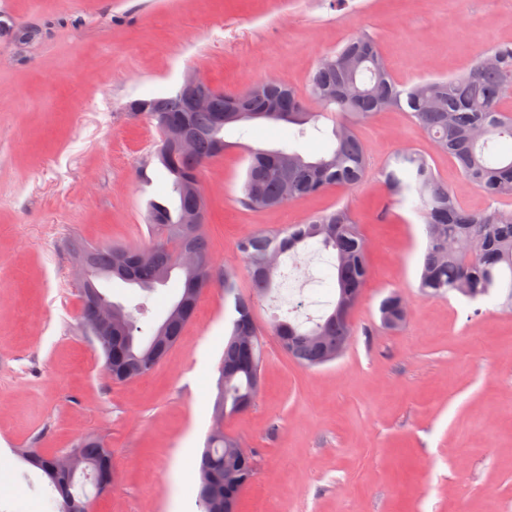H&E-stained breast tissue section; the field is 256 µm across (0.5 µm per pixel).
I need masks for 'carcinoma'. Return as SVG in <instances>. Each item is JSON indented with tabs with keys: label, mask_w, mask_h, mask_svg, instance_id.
I'll return each instance as SVG.
<instances>
[{
	"label": "carcinoma",
	"mask_w": 512,
	"mask_h": 512,
	"mask_svg": "<svg viewBox=\"0 0 512 512\" xmlns=\"http://www.w3.org/2000/svg\"><path fill=\"white\" fill-rule=\"evenodd\" d=\"M512 88V43L484 52L466 73L454 77H428L400 83L388 69L377 41L361 34L324 56L308 81L306 94L269 80L236 93L216 91L212 110L192 112L183 90L137 99L130 114L151 125L182 124L194 137L193 152L185 155L170 147L156 153L158 162L172 176L171 191L177 198L176 212L166 201L149 204L147 222L158 240L144 250L143 262L120 275L127 249L91 247L86 261L93 275L112 272V279L139 288L145 295L133 307L118 301L112 310L118 318L111 345L100 343L104 358H112V380L136 377L140 363L150 357L162 323L170 321L169 335L179 342L195 314L203 290L215 278L224 282V294L232 298L231 329L224 341L218 366L213 427L199 462L197 503L199 512H224L215 491L239 498V493L257 478L252 456L236 451L240 443L224 434L219 422L250 408L257 395L250 364H262L263 334L254 317V299L283 287L275 282L280 258L297 253L299 247H314L331 256L336 302L332 310L311 320L306 327L287 319L277 320L272 335L286 352L307 368L326 364L325 356L338 346H349L355 331L352 319L338 314L345 295H362L370 279L368 248L347 208L327 209L286 234L259 232L238 244L240 257L251 277L252 293H241L237 272L229 267L212 268L209 242L203 225L186 219L202 199L183 190L184 183L205 164L224 152V128L256 119L295 126L293 139L272 150H257L249 159L241 186L240 202L252 210L280 207L318 195L331 187L352 188L369 169L367 149L357 128L375 113L398 109L448 155L463 181L479 189L491 205L482 211L465 208L458 193L445 186L428 160L416 151L398 150L381 171L386 191L400 202H409L423 218L427 238L417 288L430 297L458 294L468 299L505 293L512 303V207L497 205L512 196V151L499 153L496 144L512 143V113L499 103ZM268 98L280 100L282 111L260 112ZM248 101L257 112L248 115L227 108ZM224 112V123H215V113ZM333 122L334 147L326 154L307 158L300 146L308 128H317L320 118ZM178 275L179 292L165 309L162 321L142 319L150 311L152 293ZM408 308L404 295L389 293L379 304V319L388 329L392 310ZM67 468L50 484L58 493L60 512H86L91 494L86 490L102 462L112 456L103 443L89 439L69 449Z\"/></svg>",
	"instance_id": "cac0c4a2"
}]
</instances>
